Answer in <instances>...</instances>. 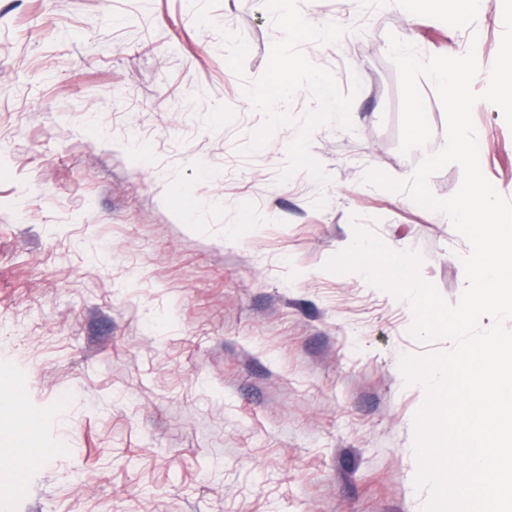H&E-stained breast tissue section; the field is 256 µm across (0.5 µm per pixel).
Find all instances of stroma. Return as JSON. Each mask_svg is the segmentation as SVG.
Returning a JSON list of instances; mask_svg holds the SVG:
<instances>
[{"instance_id":"stroma-1","label":"stroma","mask_w":512,"mask_h":512,"mask_svg":"<svg viewBox=\"0 0 512 512\" xmlns=\"http://www.w3.org/2000/svg\"><path fill=\"white\" fill-rule=\"evenodd\" d=\"M335 22L309 59L353 95L318 129L333 181L279 175L295 125L256 153L244 94L280 33L264 0H0V372L25 380L49 453L0 512H421L407 301L322 269L351 216L419 250L449 304L470 246L441 213L363 184L410 181L388 37L488 71L502 0L408 20L395 0H300ZM360 88H353V81ZM480 168L512 197V128L481 100Z\"/></svg>"}]
</instances>
